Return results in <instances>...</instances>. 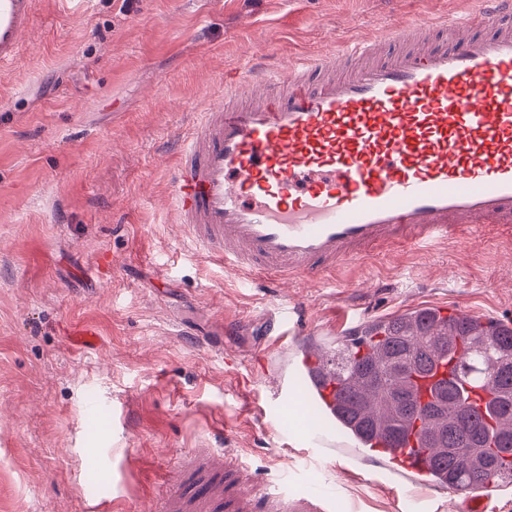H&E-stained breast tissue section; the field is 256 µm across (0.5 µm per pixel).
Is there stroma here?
<instances>
[{
  "instance_id": "obj_1",
  "label": "stroma",
  "mask_w": 512,
  "mask_h": 512,
  "mask_svg": "<svg viewBox=\"0 0 512 512\" xmlns=\"http://www.w3.org/2000/svg\"><path fill=\"white\" fill-rule=\"evenodd\" d=\"M470 0H39L0 69V512H162L170 484L229 448L262 483L334 492L333 512H448L340 452L303 456L274 422L271 376L345 314L423 305L512 321V238L404 246L336 269L331 287L245 285L176 219L180 141L261 56L286 68L392 24L455 18ZM312 339L268 336L283 305ZM112 410L89 428L86 402Z\"/></svg>"
}]
</instances>
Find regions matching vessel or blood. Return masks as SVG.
Here are the masks:
<instances>
[{
  "instance_id": "obj_1",
  "label": "vessel or blood",
  "mask_w": 512,
  "mask_h": 512,
  "mask_svg": "<svg viewBox=\"0 0 512 512\" xmlns=\"http://www.w3.org/2000/svg\"><path fill=\"white\" fill-rule=\"evenodd\" d=\"M455 21L395 24L375 37L302 58L256 64L224 85L171 171L179 224L225 269L268 288L327 283L336 268L398 246L512 233V0H477ZM38 0H0V67L16 63ZM465 34L434 43L451 25ZM306 329L295 304L268 324L283 339ZM310 354L279 382L271 407L299 424L315 452L358 448L338 428L333 387ZM416 442L374 443L370 461L455 512H487L483 496L441 483ZM223 484L203 482L196 512H331L319 490L291 493L245 478L213 452Z\"/></svg>"
}]
</instances>
